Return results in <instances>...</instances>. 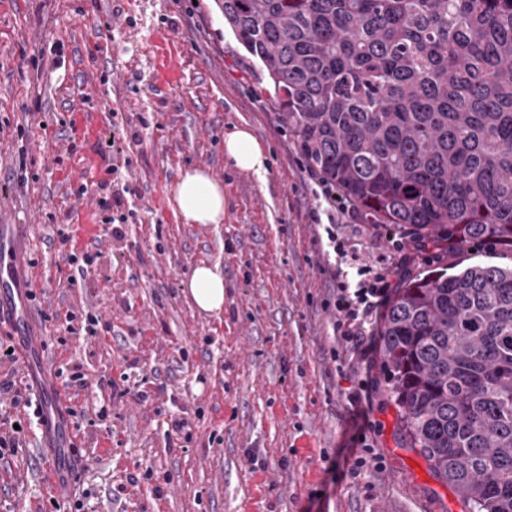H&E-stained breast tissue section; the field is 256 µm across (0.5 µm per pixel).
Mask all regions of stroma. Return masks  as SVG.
Instances as JSON below:
<instances>
[{
  "label": "stroma",
  "mask_w": 512,
  "mask_h": 512,
  "mask_svg": "<svg viewBox=\"0 0 512 512\" xmlns=\"http://www.w3.org/2000/svg\"><path fill=\"white\" fill-rule=\"evenodd\" d=\"M155 40L175 49L180 84L155 74ZM236 47L214 0H0V224L31 227L47 361L85 376L66 418L85 463L71 479L81 512H470L410 446L379 351L362 357L333 332L323 239L335 233L348 265L382 272L400 257L391 232L311 220L319 188ZM92 105L139 135L113 176L136 215L118 237L100 224V254L80 275L58 231L104 195L82 181L67 126ZM244 124L266 147L264 175L224 155ZM190 168L223 183V223L175 215L172 188ZM201 263L224 272L221 315L181 288ZM70 310L97 318L95 334L69 333ZM177 417L188 434L173 431ZM20 421L24 448L0 460V512H69L47 492L59 466L40 426Z\"/></svg>",
  "instance_id": "stroma-1"
}]
</instances>
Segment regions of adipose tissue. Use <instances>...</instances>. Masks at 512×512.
Wrapping results in <instances>:
<instances>
[{
  "mask_svg": "<svg viewBox=\"0 0 512 512\" xmlns=\"http://www.w3.org/2000/svg\"><path fill=\"white\" fill-rule=\"evenodd\" d=\"M224 154L238 170L258 175L267 170L263 145L248 127L239 126L228 133L224 139ZM172 193L175 210L184 223H223L224 185L208 170H186ZM183 288L198 310L215 315L223 312L224 274L219 267L196 266Z\"/></svg>",
  "mask_w": 512,
  "mask_h": 512,
  "instance_id": "obj_1",
  "label": "adipose tissue"
}]
</instances>
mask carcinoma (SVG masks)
I'll return each mask as SVG.
<instances>
[{"instance_id":"obj_1","label":"carcinoma","mask_w":512,"mask_h":512,"mask_svg":"<svg viewBox=\"0 0 512 512\" xmlns=\"http://www.w3.org/2000/svg\"><path fill=\"white\" fill-rule=\"evenodd\" d=\"M217 4L364 223L512 252V0ZM377 336L411 447L471 512H512V266L405 279Z\"/></svg>"}]
</instances>
